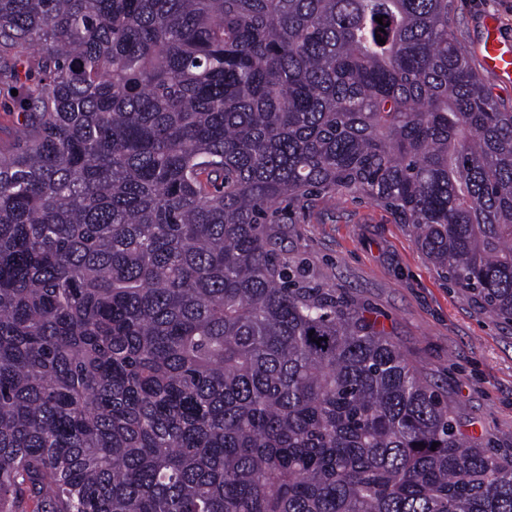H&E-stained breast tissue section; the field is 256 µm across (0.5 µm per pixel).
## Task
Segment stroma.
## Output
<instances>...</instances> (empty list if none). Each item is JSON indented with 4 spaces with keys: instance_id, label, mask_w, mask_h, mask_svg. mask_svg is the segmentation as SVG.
I'll return each mask as SVG.
<instances>
[{
    "instance_id": "obj_1",
    "label": "stroma",
    "mask_w": 512,
    "mask_h": 512,
    "mask_svg": "<svg viewBox=\"0 0 512 512\" xmlns=\"http://www.w3.org/2000/svg\"><path fill=\"white\" fill-rule=\"evenodd\" d=\"M451 29L472 66L486 16L512 39V0H448ZM311 277L348 295L393 337L405 358L448 398L473 444L512 457V323L469 291L450 287L407 225L381 206L316 197L285 242Z\"/></svg>"
}]
</instances>
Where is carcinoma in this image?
Returning <instances> with one entry per match:
<instances>
[{
  "label": "carcinoma",
  "mask_w": 512,
  "mask_h": 512,
  "mask_svg": "<svg viewBox=\"0 0 512 512\" xmlns=\"http://www.w3.org/2000/svg\"><path fill=\"white\" fill-rule=\"evenodd\" d=\"M0 84V512H512L283 249L358 195L512 323V112L448 0H0ZM11 90L2 87L0 94V142L11 140L15 129L23 121V115L13 108Z\"/></svg>",
  "instance_id": "cac0c4a2"
}]
</instances>
